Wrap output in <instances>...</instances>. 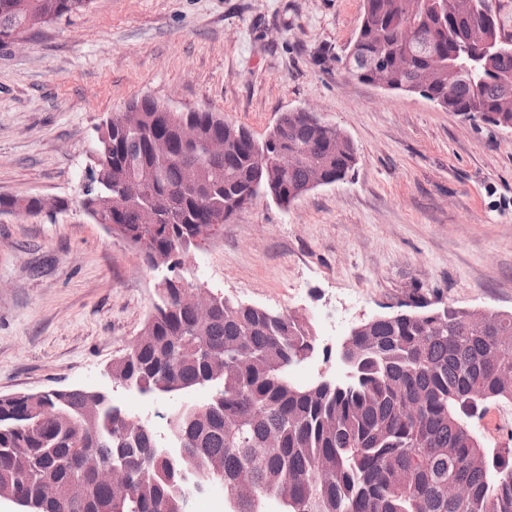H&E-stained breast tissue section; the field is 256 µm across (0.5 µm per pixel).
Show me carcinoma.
<instances>
[{"mask_svg":"<svg viewBox=\"0 0 512 512\" xmlns=\"http://www.w3.org/2000/svg\"><path fill=\"white\" fill-rule=\"evenodd\" d=\"M89 0H0V46L29 30L39 16L50 22L84 8ZM489 0H477L474 15L453 16L442 0H419L416 40L406 64L395 55L406 21V0H364L358 32L345 56L346 72L369 81L367 68L380 59L393 69L399 87L416 86L429 66V49L446 58L455 43L470 36ZM494 47L475 55V74L448 67L435 70L425 92L450 112H495L512 120V54L496 53L500 40L512 41L499 20L483 28ZM101 130L97 181L81 205L90 218H103L131 234L132 243L149 240L152 249L174 258L185 276V258L194 240L211 235L212 210L229 209L244 196H291L308 183L312 167L329 178L347 176L357 150L316 122L290 112L282 138L256 140L244 126L209 110L164 112L144 96L130 102ZM198 128L197 140L179 137L182 122ZM166 137L172 152L160 158L150 148ZM213 137L224 140L221 155H205ZM312 143L286 171L259 165L262 154L275 156ZM199 164L196 186L182 187V167ZM150 203L158 223H139ZM40 213L38 199L0 196V214ZM310 327L292 313L220 299L207 322L196 320L186 292L169 284L158 292L140 334L138 349L112 362V372L140 393L154 383L167 394L190 392L208 379L210 362L224 359V375L198 418L170 416L171 432L184 452L171 458L158 450L149 427L126 429V415L87 412L89 398L74 390L63 402L51 397L0 398V495L16 486L34 494L42 481L57 482L61 504L36 502L24 512H161L173 496L180 474L219 462L224 483L251 470L260 489L277 486L293 504L287 512H512V458L489 457L471 425L486 405L512 400V313L484 327L450 307L442 324L408 315L375 322L354 338L355 378L345 385L298 386L289 377L297 355L307 348ZM415 401V417L403 413ZM51 402L62 413L35 429V412ZM277 432L278 448L263 447ZM86 455L124 462L135 480L134 494L114 503L80 469ZM462 483L473 495L448 501V482Z\"/></svg>","mask_w":512,"mask_h":512,"instance_id":"cac0c4a2","label":"carcinoma"}]
</instances>
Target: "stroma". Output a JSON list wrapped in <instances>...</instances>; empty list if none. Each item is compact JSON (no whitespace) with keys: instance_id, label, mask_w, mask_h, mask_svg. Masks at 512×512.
<instances>
[{"instance_id":"obj_1","label":"stroma","mask_w":512,"mask_h":512,"mask_svg":"<svg viewBox=\"0 0 512 512\" xmlns=\"http://www.w3.org/2000/svg\"><path fill=\"white\" fill-rule=\"evenodd\" d=\"M363 0H90L0 47V195L67 201L0 214V396L111 390L158 430L207 387L156 397L112 389L108 368L139 336L165 270L84 212L99 127L151 96L210 110L264 137L307 108L358 155L344 180L289 208L261 197L192 248V285L308 320L320 349L299 385L342 384L339 349L358 322L422 297L512 311V132L350 77L341 60ZM475 427L512 448V401Z\"/></svg>"}]
</instances>
